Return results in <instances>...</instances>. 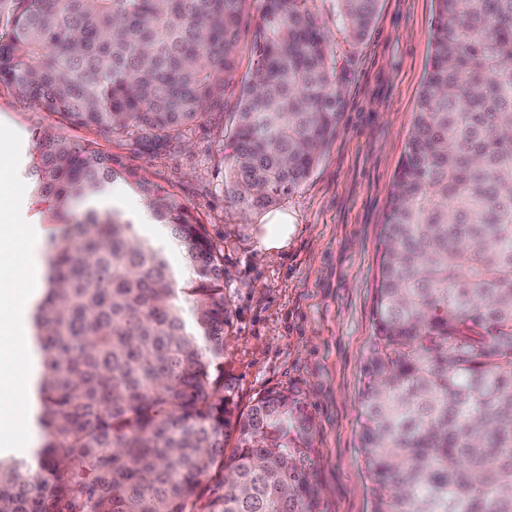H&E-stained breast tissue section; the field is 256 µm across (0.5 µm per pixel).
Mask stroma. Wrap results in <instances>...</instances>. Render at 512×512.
<instances>
[{
    "label": "stroma",
    "mask_w": 512,
    "mask_h": 512,
    "mask_svg": "<svg viewBox=\"0 0 512 512\" xmlns=\"http://www.w3.org/2000/svg\"><path fill=\"white\" fill-rule=\"evenodd\" d=\"M434 7V0H379L367 35L353 50L336 136L311 177L279 204L295 224L287 248L279 251L257 245L261 213L242 218L224 196L227 161L219 146L234 103H225L224 118L200 122L182 141L154 151L133 136L114 138L71 124L0 84V153L10 154L0 180L20 186L17 216L41 240L62 227L35 214L23 169L21 155L34 148L32 133L40 128L112 154L164 186L205 225L224 255V380L239 409L279 389L294 394L314 417L313 470L322 512L370 510L359 448L360 393L374 335L378 238L428 71ZM85 206L122 214L182 271L179 254L147 217L137 193L109 189Z\"/></svg>",
    "instance_id": "obj_1"
}]
</instances>
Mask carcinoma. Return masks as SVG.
Segmentation results:
<instances>
[{
    "label": "carcinoma",
    "mask_w": 512,
    "mask_h": 512,
    "mask_svg": "<svg viewBox=\"0 0 512 512\" xmlns=\"http://www.w3.org/2000/svg\"><path fill=\"white\" fill-rule=\"evenodd\" d=\"M0 0V84L156 147L235 99L224 195L249 214L312 174L378 0ZM430 67L390 192L361 391L371 512H512V0H435ZM46 244L32 306L31 458L0 448V512H320L293 394H224V256L158 184L34 131ZM122 181L180 253L79 208ZM236 448L226 453L225 443ZM212 482L209 495L203 480ZM258 5L259 0L252 5L251 7V19L249 21V29L248 33L243 37V39L239 43V57H238V68H237V76L236 78L241 77L245 74L251 65V56H250V43L252 38V33L255 28L256 19L258 17Z\"/></svg>",
    "instance_id": "cac0c4a2"
}]
</instances>
